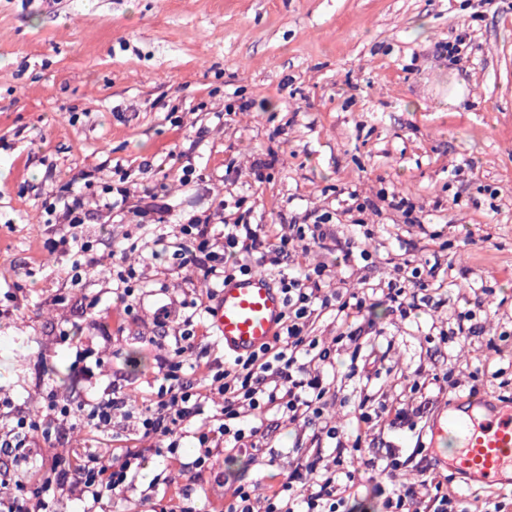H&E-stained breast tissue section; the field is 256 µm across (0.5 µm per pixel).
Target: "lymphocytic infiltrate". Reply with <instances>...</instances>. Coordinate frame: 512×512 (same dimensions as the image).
<instances>
[{
  "label": "lymphocytic infiltrate",
  "instance_id": "obj_1",
  "mask_svg": "<svg viewBox=\"0 0 512 512\" xmlns=\"http://www.w3.org/2000/svg\"><path fill=\"white\" fill-rule=\"evenodd\" d=\"M93 187L106 210L131 209L142 228L157 227L151 257L171 255L173 271L194 272L207 286L187 302L179 320H172L167 308L156 312L148 342L158 350L157 376L141 396L127 392L117 370L103 390L91 386L76 399H58L54 389H47L46 404L35 414L6 401L0 408V512H55L62 502L100 512L135 489L140 492L137 504L146 512H350L360 487L355 464L359 436L378 425L382 414L360 401L352 440L323 424V410L336 394V352L349 349L354 363L365 357L373 332L367 317L372 305H386L402 321L442 306L436 285L447 277V268L437 262L424 270L398 263L388 281L359 294L331 281L332 268L350 269L359 260L355 238L338 239L333 213L314 211L298 222L262 228L242 214L224 220L219 206V222L187 213L173 235L161 229L170 209L157 188L146 185L135 193L126 178L101 184L94 172L84 171L46 208L67 227L52 245L67 257L68 276L76 284L98 264L93 239L77 232L88 221L86 191ZM312 243L323 250L325 261L298 272L281 270L291 250ZM109 256L112 298L126 313H134L144 282L127 265L124 247H113ZM256 259L278 270L286 308L283 330L261 351L216 356L205 320L224 279L251 272ZM326 317L337 328L329 345L316 334ZM216 400L220 408L206 414V406ZM272 412L287 416L291 425L311 428L312 435L309 448L297 450L295 465L258 508L247 481L226 478L218 464L232 452L257 459L263 452L260 425ZM77 428L87 431L89 444L68 448L69 434ZM188 440L195 451L186 459L181 448ZM327 440L334 443L329 461L323 457ZM157 460L179 462L186 482L166 479L141 486L144 470ZM398 469L396 454L388 453V481L374 486L384 512H464L447 482L401 484Z\"/></svg>",
  "mask_w": 512,
  "mask_h": 512
}]
</instances>
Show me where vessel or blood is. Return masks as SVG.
Instances as JSON below:
<instances>
[{
    "label": "vessel or blood",
    "mask_w": 512,
    "mask_h": 512,
    "mask_svg": "<svg viewBox=\"0 0 512 512\" xmlns=\"http://www.w3.org/2000/svg\"><path fill=\"white\" fill-rule=\"evenodd\" d=\"M284 301L264 273L251 272L220 287L211 321L225 353L246 355L271 344L281 331ZM473 400L462 399L448 416L433 421L432 443L453 446L446 469L454 476L490 488L512 485V405L486 403V419L472 417Z\"/></svg>",
    "instance_id": "obj_1"
}]
</instances>
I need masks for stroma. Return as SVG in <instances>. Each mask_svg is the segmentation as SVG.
Segmentation results:
<instances>
[{
	"label": "stroma",
	"mask_w": 512,
	"mask_h": 512,
	"mask_svg": "<svg viewBox=\"0 0 512 512\" xmlns=\"http://www.w3.org/2000/svg\"><path fill=\"white\" fill-rule=\"evenodd\" d=\"M454 40L458 53L446 54ZM457 85L463 96L449 103ZM269 155L273 167L255 176V160ZM146 161L153 170H142ZM91 169L104 182L126 171L161 185L176 215H208L220 199L226 219L240 200L263 226L330 211L343 237L354 198L373 199L363 215L373 233L358 238L369 265L331 273L355 292L387 281L404 258L451 265L443 307L396 324L374 308L376 374L349 376L348 352L336 357L330 425L351 432L365 395L421 409L363 434L373 467L362 477L381 478L390 448L402 481L437 477L431 420L473 393L512 398V385L472 380L500 368L512 378V0H0V398L32 413L43 404L40 378L73 371L60 331L85 325L103 359L98 387L121 368L141 392L154 378L155 309L169 289L205 286L167 274L168 259L144 264L134 215L112 221L93 194L83 232L98 238L99 263L71 285L66 259L44 245V206ZM392 193L414 202L420 227L390 208ZM126 239L137 244L128 265L155 290L134 319L109 293V247ZM58 292L67 305L52 302ZM91 296L100 317L125 327L112 346L87 327ZM478 301L481 334L442 339L454 313ZM503 331L502 353L486 351ZM261 432L270 457L220 464L244 473L259 501L264 473L288 471L291 449L310 435L278 415Z\"/></svg>",
	"instance_id": "1"
}]
</instances>
